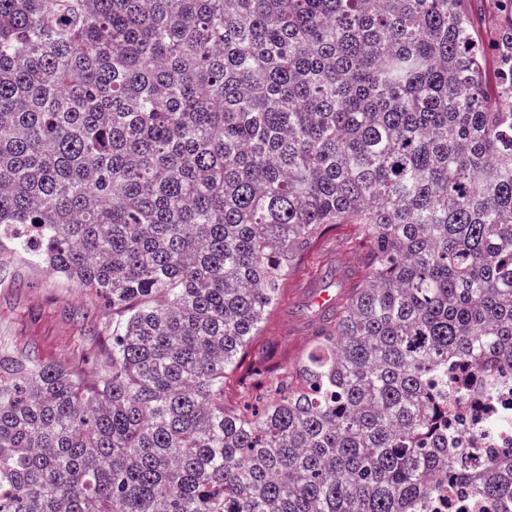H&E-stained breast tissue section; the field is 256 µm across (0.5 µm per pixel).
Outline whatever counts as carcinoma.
<instances>
[{
	"label": "carcinoma",
	"instance_id": "1",
	"mask_svg": "<svg viewBox=\"0 0 512 512\" xmlns=\"http://www.w3.org/2000/svg\"><path fill=\"white\" fill-rule=\"evenodd\" d=\"M463 2L0 0V251L123 315L91 384L0 352V512L512 501V450L448 429L512 374V24ZM337 224L363 279L226 403ZM477 37L490 44L494 34L503 23V15L494 0H475L467 3ZM471 491L462 487H452L448 490L441 492L438 497H435L431 508L432 512H459L461 508L466 507V503L469 501ZM444 501V503L442 502ZM471 512H480L482 508H465Z\"/></svg>",
	"mask_w": 512,
	"mask_h": 512
}]
</instances>
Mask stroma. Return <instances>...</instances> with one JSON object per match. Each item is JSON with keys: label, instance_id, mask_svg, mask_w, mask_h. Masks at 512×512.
Returning <instances> with one entry per match:
<instances>
[{"label": "stroma", "instance_id": "obj_1", "mask_svg": "<svg viewBox=\"0 0 512 512\" xmlns=\"http://www.w3.org/2000/svg\"><path fill=\"white\" fill-rule=\"evenodd\" d=\"M362 253L353 225L339 224L310 245L282 288L281 301L250 344V355L275 347L296 360L307 349L316 321L311 287L357 279ZM112 307L94 293L54 277L46 268L17 258L0 264V346L14 354H37L47 362L78 364L92 377L109 351Z\"/></svg>", "mask_w": 512, "mask_h": 512}]
</instances>
